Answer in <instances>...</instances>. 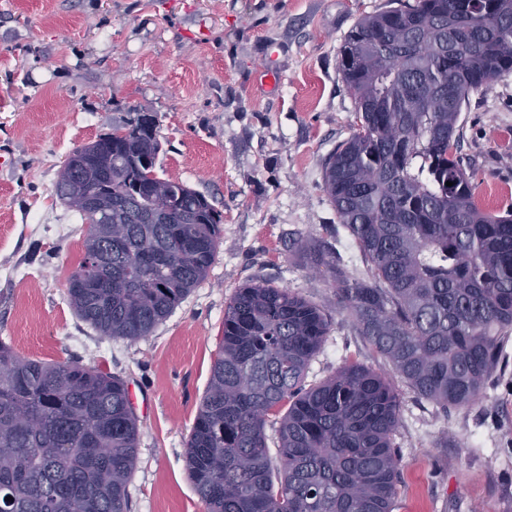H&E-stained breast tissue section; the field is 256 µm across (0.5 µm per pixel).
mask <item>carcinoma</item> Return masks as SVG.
I'll list each match as a JSON object with an SVG mask.
<instances>
[{"mask_svg":"<svg viewBox=\"0 0 512 512\" xmlns=\"http://www.w3.org/2000/svg\"><path fill=\"white\" fill-rule=\"evenodd\" d=\"M338 67L359 124L327 163L324 187L377 284L338 272L324 246L296 251L418 399L445 413L469 406L512 339V209L477 204L460 117L472 93L512 73V0H397L355 24ZM159 148L147 114L82 146L112 163L102 186L110 224L89 223L56 192L87 224L67 301L114 340L149 336L207 277L221 242L208 199L156 174ZM158 193L177 204L158 210ZM331 324L264 283L226 306L185 452L206 512H392L395 386L348 361L305 385ZM138 442L123 379L28 358L0 339V512H129Z\"/></svg>","mask_w":512,"mask_h":512,"instance_id":"1","label":"carcinoma"}]
</instances>
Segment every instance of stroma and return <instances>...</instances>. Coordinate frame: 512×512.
I'll return each instance as SVG.
<instances>
[{"label":"stroma","instance_id":"35a3bbf8","mask_svg":"<svg viewBox=\"0 0 512 512\" xmlns=\"http://www.w3.org/2000/svg\"><path fill=\"white\" fill-rule=\"evenodd\" d=\"M386 0H0V338L46 362L124 378L140 438L130 512H205L186 441L206 394L224 310L243 284L290 289L333 321L307 380L387 361L306 268L300 241L373 277L323 185L356 129L338 70L347 32ZM154 116L160 177L222 215L207 278L149 336H101L71 309L85 226L54 194L77 146ZM461 151L480 207L512 208V74L473 94ZM392 512H512V346L483 397L442 412L403 383Z\"/></svg>","mask_w":512,"mask_h":512}]
</instances>
